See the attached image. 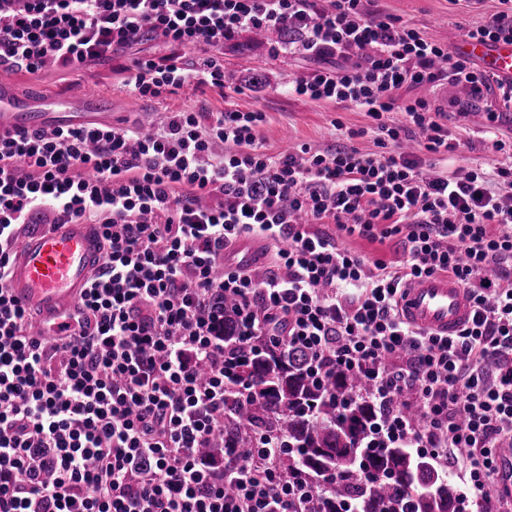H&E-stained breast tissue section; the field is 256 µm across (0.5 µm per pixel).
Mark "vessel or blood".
<instances>
[{
	"label": "vessel or blood",
	"instance_id": "b4317fda",
	"mask_svg": "<svg viewBox=\"0 0 512 512\" xmlns=\"http://www.w3.org/2000/svg\"><path fill=\"white\" fill-rule=\"evenodd\" d=\"M464 54L479 59L494 77L512 80V43L469 40ZM79 114L111 113V101L85 96L69 103ZM53 105L34 96L16 93L0 82V132L46 127ZM104 260V245L95 225L70 223L30 237L16 251L9 268L8 288L31 309L39 328L58 331L64 316L76 305ZM403 320L436 336L453 335L472 311L464 290L448 277H423L404 288L400 300Z\"/></svg>",
	"mask_w": 512,
	"mask_h": 512
}]
</instances>
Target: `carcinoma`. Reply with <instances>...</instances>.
<instances>
[{
	"label": "carcinoma",
	"instance_id": "carcinoma-1",
	"mask_svg": "<svg viewBox=\"0 0 512 512\" xmlns=\"http://www.w3.org/2000/svg\"><path fill=\"white\" fill-rule=\"evenodd\" d=\"M230 308L224 309V343L239 346L230 374L252 388L245 401L227 390L224 442L209 449L214 457L248 453L245 428L271 429L297 452L296 464L311 476H336L333 502L351 501L358 512H462L454 485L429 460L402 447L367 448L376 409L363 381L344 370L326 384L308 369L311 355L300 349L240 345Z\"/></svg>",
	"mask_w": 512,
	"mask_h": 512
}]
</instances>
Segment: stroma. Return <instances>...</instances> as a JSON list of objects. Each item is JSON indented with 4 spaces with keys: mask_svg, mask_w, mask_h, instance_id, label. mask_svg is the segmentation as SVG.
<instances>
[{
    "mask_svg": "<svg viewBox=\"0 0 512 512\" xmlns=\"http://www.w3.org/2000/svg\"><path fill=\"white\" fill-rule=\"evenodd\" d=\"M379 9L418 29L429 39L459 52L465 27L500 10L499 0H481L467 9L456 0H377ZM224 66V87L188 86L159 99H140L129 93L124 77L106 61L88 62L75 70L51 67L36 73L0 71V81L10 83L23 95L45 94L59 98L77 94L104 96L112 100V122L120 125L137 118L166 112H220L227 108L263 113L260 137L268 152L277 154L307 144L322 150L347 143V132L365 126L363 113L352 107L313 101L290 94L289 83L318 68L342 66L333 58L319 61L302 55L273 56L267 46L241 35L214 50ZM400 99H426L448 117L450 129L460 130L467 145L463 161L493 169L512 161L508 155L488 149L483 135L487 114L496 110L492 95L473 100L463 86L445 81L429 88L398 90Z\"/></svg>",
    "mask_w": 512,
    "mask_h": 512,
    "instance_id": "obj_1",
    "label": "stroma"
}]
</instances>
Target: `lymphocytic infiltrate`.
<instances>
[{
  "instance_id": "lymphocytic-infiltrate-1",
  "label": "lymphocytic infiltrate",
  "mask_w": 512,
  "mask_h": 512,
  "mask_svg": "<svg viewBox=\"0 0 512 512\" xmlns=\"http://www.w3.org/2000/svg\"><path fill=\"white\" fill-rule=\"evenodd\" d=\"M288 28L271 53L346 65L296 78L290 91L364 112L377 149L267 152L263 113L173 112L143 129L60 125L0 134V512H326L334 477L283 470L287 442L252 430L247 457L202 451L224 427V342L232 302L244 342L311 355L325 381L359 375L378 411L370 444H398L459 479L470 512H512V165L436 169L464 144L427 100L401 88L450 80L493 94L512 113V81L450 54L375 0H0V70L35 73L122 58L148 39L172 49L140 58L125 84L160 98L224 86L206 57L246 30ZM404 112L405 124L384 116ZM230 145L216 156L215 143ZM98 225L104 262L69 335L37 338L34 313L7 287L18 239L32 225ZM391 238L397 265L340 248L321 232ZM278 242L275 269H225L244 239ZM445 274L473 310L452 336L405 323L398 296ZM417 404L420 422L404 409Z\"/></svg>"
}]
</instances>
